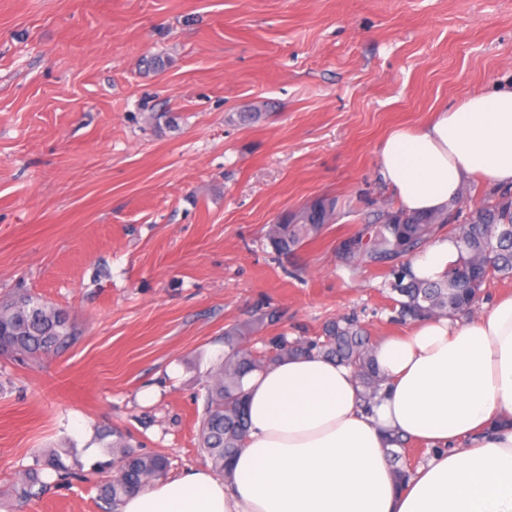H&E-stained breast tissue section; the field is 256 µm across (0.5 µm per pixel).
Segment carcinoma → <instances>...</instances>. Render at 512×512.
Wrapping results in <instances>:
<instances>
[{"instance_id":"carcinoma-1","label":"carcinoma","mask_w":512,"mask_h":512,"mask_svg":"<svg viewBox=\"0 0 512 512\" xmlns=\"http://www.w3.org/2000/svg\"><path fill=\"white\" fill-rule=\"evenodd\" d=\"M334 210V202L317 200L294 219L272 225L269 238L273 249L287 254L319 236L333 218ZM449 220L448 215L387 214L383 223L345 241L342 256L348 263L360 260L390 268L391 291L398 296L399 315L405 320L470 314L479 304L482 287L488 280L512 276V197L504 195L494 204L480 208L468 222L448 232L458 256L442 279L415 278L407 257L415 255ZM243 335L245 330L240 327L224 330L227 351L205 385L199 447L219 473H231L232 459L245 446L248 436L247 393L242 383L246 374L290 356L317 353L352 368L367 403L385 383L376 367L369 336L351 317L328 321L321 334L313 338L261 336L259 348L242 346ZM75 339V326L60 308L31 295L0 302L1 357L26 355L35 359L58 352ZM112 436V475L100 486V496L115 507L124 497L164 477L169 461L161 455L138 452L130 437L118 430L112 431ZM387 445L384 452L392 463L396 484L403 487L413 474L407 466L398 465L408 442L393 434ZM76 467L77 463H66L56 451L40 454L25 469L14 493L20 500L36 499L47 487L45 478L53 476L57 481H67Z\"/></svg>"}]
</instances>
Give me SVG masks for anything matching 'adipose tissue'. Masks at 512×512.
<instances>
[{
	"label": "adipose tissue",
	"mask_w": 512,
	"mask_h": 512,
	"mask_svg": "<svg viewBox=\"0 0 512 512\" xmlns=\"http://www.w3.org/2000/svg\"><path fill=\"white\" fill-rule=\"evenodd\" d=\"M378 169L407 213L447 211L474 175L512 186V88L393 128ZM456 258L439 237L411 270L435 281ZM375 356L387 384L370 411L352 370L316 354L248 376L249 433L230 476L192 467L119 512H512V294L471 319L418 322ZM389 433L434 450L402 488L384 457Z\"/></svg>",
	"instance_id": "ef3b65f1"
}]
</instances>
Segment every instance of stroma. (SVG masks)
<instances>
[{
  "mask_svg": "<svg viewBox=\"0 0 512 512\" xmlns=\"http://www.w3.org/2000/svg\"><path fill=\"white\" fill-rule=\"evenodd\" d=\"M500 86L512 0H0V300L79 333L0 357V512H108L116 428L169 477L205 465L204 385L261 308L292 338L349 314L406 333L384 269L339 256L397 209L378 145ZM318 199L333 222L274 253L271 225ZM49 450L76 475L19 503Z\"/></svg>",
  "mask_w": 512,
  "mask_h": 512,
  "instance_id": "obj_1",
  "label": "stroma"
}]
</instances>
